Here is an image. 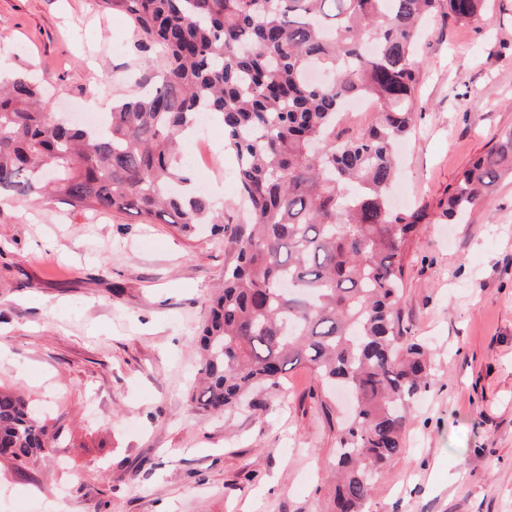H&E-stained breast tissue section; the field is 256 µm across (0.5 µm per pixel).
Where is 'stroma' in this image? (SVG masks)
<instances>
[{
	"instance_id": "1",
	"label": "stroma",
	"mask_w": 512,
	"mask_h": 512,
	"mask_svg": "<svg viewBox=\"0 0 512 512\" xmlns=\"http://www.w3.org/2000/svg\"><path fill=\"white\" fill-rule=\"evenodd\" d=\"M135 33L106 0H0V71L55 85L50 113L140 94ZM418 118L397 180L429 218L406 269L403 324L433 370L405 452L377 476L369 512H512V180L464 223L438 202L512 128V0L482 17H436L422 45ZM197 182L227 219L237 187L224 127ZM228 245L202 224L93 219L58 202L0 201V385L50 424L57 448L0 470V512H329L346 398L323 410L309 368L231 414L191 403L196 333Z\"/></svg>"
}]
</instances>
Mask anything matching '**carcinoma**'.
Here are the masks:
<instances>
[{
	"mask_svg": "<svg viewBox=\"0 0 512 512\" xmlns=\"http://www.w3.org/2000/svg\"><path fill=\"white\" fill-rule=\"evenodd\" d=\"M486 0H112L137 32L153 91L112 106L105 128L52 119L41 81L0 77V198L75 212L135 211L186 233L213 224L233 256L199 344L198 405L221 413L291 366L351 394L337 423L334 512H366L377 470L399 457L429 387L401 320L407 257L424 207L397 209L396 145L414 124L427 18L469 21ZM358 96L379 106L357 125ZM207 113L234 156L239 219L195 184L185 133ZM512 178V129L448 188L450 224ZM58 432L0 387V460L21 469Z\"/></svg>",
	"mask_w": 512,
	"mask_h": 512,
	"instance_id": "carcinoma-1",
	"label": "carcinoma"
}]
</instances>
